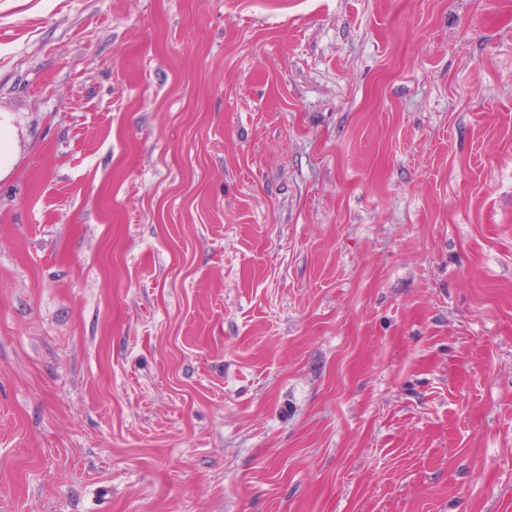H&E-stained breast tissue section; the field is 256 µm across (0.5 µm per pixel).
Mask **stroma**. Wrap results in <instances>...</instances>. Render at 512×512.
I'll return each instance as SVG.
<instances>
[{"mask_svg": "<svg viewBox=\"0 0 512 512\" xmlns=\"http://www.w3.org/2000/svg\"><path fill=\"white\" fill-rule=\"evenodd\" d=\"M0 512H512V0H0ZM20 152V135L10 112L0 111V180L14 169Z\"/></svg>", "mask_w": 512, "mask_h": 512, "instance_id": "obj_1", "label": "stroma"}]
</instances>
